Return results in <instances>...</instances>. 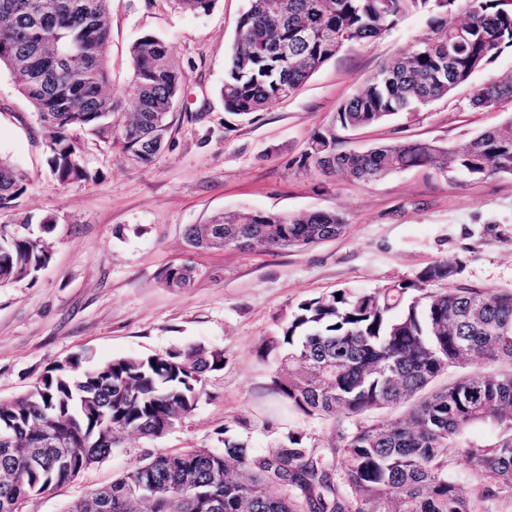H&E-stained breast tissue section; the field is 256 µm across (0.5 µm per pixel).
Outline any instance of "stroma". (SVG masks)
<instances>
[{"mask_svg": "<svg viewBox=\"0 0 512 512\" xmlns=\"http://www.w3.org/2000/svg\"><path fill=\"white\" fill-rule=\"evenodd\" d=\"M248 0H216L206 14L174 0H112L108 48L112 88L130 96L127 49L142 34L165 41L186 74L183 105L166 147L149 165L80 139L90 181L59 185L50 175L42 132L11 73L0 69V155L24 174V205L54 216L52 255L36 282L0 288V398L22 395L53 365L74 355L96 365L128 354L202 346L224 354L209 373L194 413L154 440L126 437L119 451L71 483L30 499L23 512H64L67 504L134 467L135 451L219 447L232 426L251 447L274 446L288 432L322 448L330 421L285 409L266 393L277 352L266 342L304 300L339 288L412 280L430 262L460 270L461 283L512 292V177L474 183L409 169L372 184L315 185L287 162L326 125L379 66L429 31L411 11L371 46H349L292 97L267 110L233 115L220 89L224 61ZM512 72V50L447 97L350 133L360 151L396 140L454 145L512 118V103L472 108L489 78ZM340 213V237L304 249H189L183 230L240 211ZM187 262L191 287L169 288L163 268Z\"/></svg>", "mask_w": 512, "mask_h": 512, "instance_id": "stroma-1", "label": "stroma"}]
</instances>
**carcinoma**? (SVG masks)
<instances>
[{
	"mask_svg": "<svg viewBox=\"0 0 512 512\" xmlns=\"http://www.w3.org/2000/svg\"><path fill=\"white\" fill-rule=\"evenodd\" d=\"M110 2L0 0V67L37 115L61 185L90 178L77 131L150 163L182 93L179 64L151 34L129 48L134 96L112 91ZM174 2L195 14L215 4ZM409 11L428 13L431 33L369 76L289 165L322 185L333 177L369 184L412 168L472 182L512 176V121L456 146L343 147L346 133L448 96L512 48V0H249L225 59L224 110L248 115L295 95L344 47L375 42ZM453 13L463 22L449 24ZM508 101L512 75L488 80L470 105L492 110ZM26 191L24 176L0 157V216H9L0 224L1 288L35 281L50 259L55 218L32 230ZM345 228L335 212L238 211L188 226L185 238L193 248L276 251L332 240ZM458 274L437 260L411 281L305 300L280 325L268 390L307 417L331 421L328 447L289 432L258 451L226 426L219 450H141L132 469L68 512H500L512 502V292L464 285ZM162 279L188 288L195 270L173 264ZM84 362L53 366L29 393L0 400V512H22L29 498L111 456L127 435L168 433L196 409L203 376L220 369L224 353L192 347ZM450 368L465 372L439 384ZM476 425L486 437L469 438ZM450 448L466 455V475L453 472ZM152 484L167 497L137 493Z\"/></svg>",
	"mask_w": 512,
	"mask_h": 512,
	"instance_id": "cac0c4a2",
	"label": "carcinoma"
}]
</instances>
